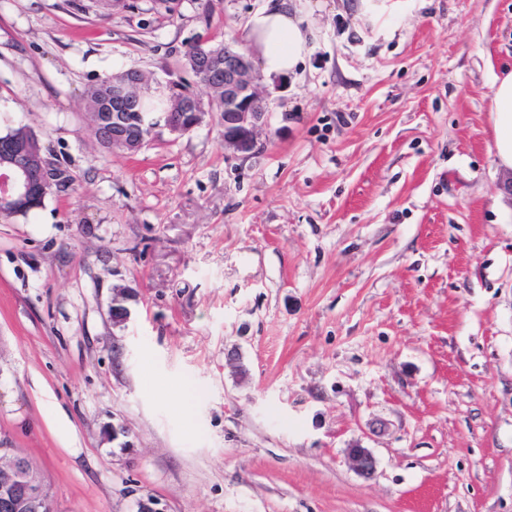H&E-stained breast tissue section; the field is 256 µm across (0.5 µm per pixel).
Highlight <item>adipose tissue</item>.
Segmentation results:
<instances>
[{"label":"adipose tissue","instance_id":"adipose-tissue-1","mask_svg":"<svg viewBox=\"0 0 512 512\" xmlns=\"http://www.w3.org/2000/svg\"><path fill=\"white\" fill-rule=\"evenodd\" d=\"M297 0H269L247 21L248 42L264 74L294 71L311 50L313 33L304 27ZM491 111L500 162L512 168V69L503 68L492 83Z\"/></svg>","mask_w":512,"mask_h":512}]
</instances>
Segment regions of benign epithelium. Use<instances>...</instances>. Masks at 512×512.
I'll list each match as a JSON object with an SVG mask.
<instances>
[{"instance_id":"7a95c632","label":"benign epithelium","mask_w":512,"mask_h":512,"mask_svg":"<svg viewBox=\"0 0 512 512\" xmlns=\"http://www.w3.org/2000/svg\"><path fill=\"white\" fill-rule=\"evenodd\" d=\"M190 64L195 74L206 77V67L223 68L224 82L215 88L224 91V100L214 98L212 105L220 112L224 127V147L237 157L247 159L263 148L261 134L267 123L269 98L259 89L262 77L250 56L235 38L224 40V62L208 47L205 38L192 43ZM151 78L145 73L129 69L112 76V100L126 107L136 106L150 90ZM173 108L157 120L137 112L139 134L127 130V120L121 113L107 118L98 112L92 122L93 131L103 137L107 125H112V145L139 151L144 139L164 127L171 133H188L198 127L205 115L202 100L186 85L166 84ZM13 144L14 152L0 161V211L33 200V188H47L59 182V167L46 151L32 147L33 141L14 133H0V140ZM131 296L119 291L112 297V322L121 324L130 317L127 303ZM354 470L362 477L371 478L377 469L372 451L360 444L347 449ZM0 507L9 512H52L51 497L41 481L32 476L25 456L14 448H0Z\"/></svg>"}]
</instances>
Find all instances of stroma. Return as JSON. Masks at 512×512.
<instances>
[{
	"label": "stroma",
	"instance_id": "1",
	"mask_svg": "<svg viewBox=\"0 0 512 512\" xmlns=\"http://www.w3.org/2000/svg\"><path fill=\"white\" fill-rule=\"evenodd\" d=\"M267 0H0V130L74 178L0 219V446L54 512H512V0H307L263 149L218 113L135 154L83 94L246 39ZM135 293L113 325L115 288ZM237 353L228 363V353ZM370 448L373 478L346 450ZM491 112L495 121V148L500 162L512 168V70L509 66L492 83Z\"/></svg>",
	"mask_w": 512,
	"mask_h": 512
}]
</instances>
